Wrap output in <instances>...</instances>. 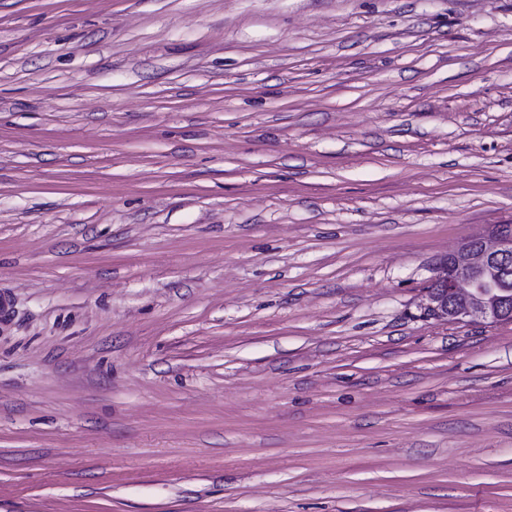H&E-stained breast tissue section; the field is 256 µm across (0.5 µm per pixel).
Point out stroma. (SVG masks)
I'll use <instances>...</instances> for the list:
<instances>
[{"label": "stroma", "mask_w": 512, "mask_h": 512, "mask_svg": "<svg viewBox=\"0 0 512 512\" xmlns=\"http://www.w3.org/2000/svg\"><path fill=\"white\" fill-rule=\"evenodd\" d=\"M512 0H0V512H512ZM512 258V225L497 224L449 252L444 269L428 288L424 314L448 324L458 322L512 323V296L479 285L472 277L478 268L494 269ZM502 288L512 290V260L504 272Z\"/></svg>", "instance_id": "obj_1"}]
</instances>
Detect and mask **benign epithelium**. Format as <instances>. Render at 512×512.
Returning <instances> with one entry per match:
<instances>
[{"label": "benign epithelium", "instance_id": "benign-epithelium-1", "mask_svg": "<svg viewBox=\"0 0 512 512\" xmlns=\"http://www.w3.org/2000/svg\"><path fill=\"white\" fill-rule=\"evenodd\" d=\"M512 260V225L497 224L448 253L444 269L426 295L424 314L446 323H512V295L485 290L472 272L494 269Z\"/></svg>", "mask_w": 512, "mask_h": 512}]
</instances>
